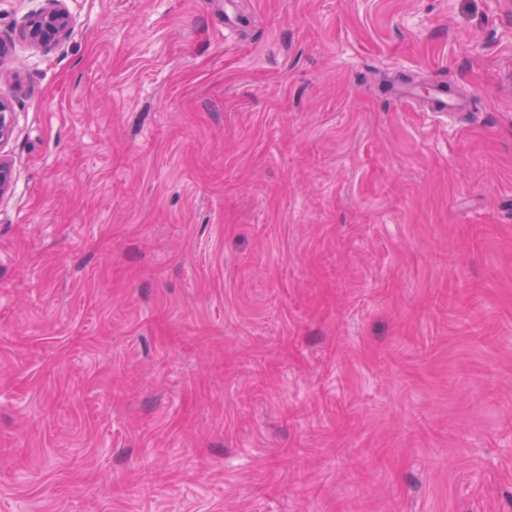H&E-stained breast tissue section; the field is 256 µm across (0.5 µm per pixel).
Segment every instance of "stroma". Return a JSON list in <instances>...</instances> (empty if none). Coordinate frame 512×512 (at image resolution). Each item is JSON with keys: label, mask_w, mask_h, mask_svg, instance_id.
<instances>
[{"label": "stroma", "mask_w": 512, "mask_h": 512, "mask_svg": "<svg viewBox=\"0 0 512 512\" xmlns=\"http://www.w3.org/2000/svg\"><path fill=\"white\" fill-rule=\"evenodd\" d=\"M242 2L0 0V512H512V0ZM48 2L51 6L31 14L22 31V38L33 46L54 42L71 29V15L66 9L58 7V2L62 1ZM13 132L12 105L7 98L0 95V201L12 194L15 183L13 163L1 150L12 138Z\"/></svg>", "instance_id": "obj_1"}]
</instances>
